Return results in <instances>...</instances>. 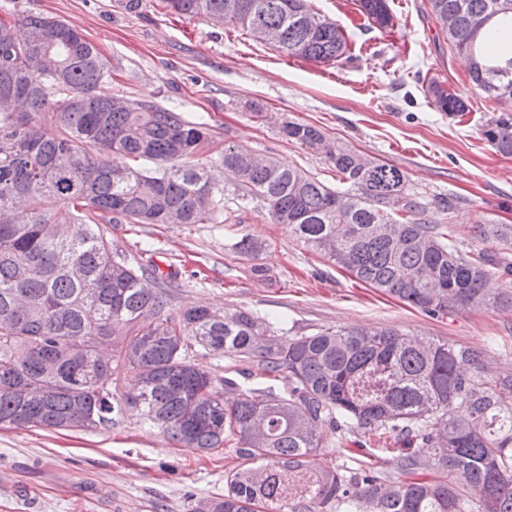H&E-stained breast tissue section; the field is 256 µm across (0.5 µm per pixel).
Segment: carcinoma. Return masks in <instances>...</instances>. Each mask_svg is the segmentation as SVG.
<instances>
[{
  "mask_svg": "<svg viewBox=\"0 0 512 512\" xmlns=\"http://www.w3.org/2000/svg\"><path fill=\"white\" fill-rule=\"evenodd\" d=\"M250 37L264 30L283 54L316 63L349 49L336 21L310 0H163ZM472 86L512 103V0H428ZM379 30L394 26L387 0H358ZM25 28L20 39L16 27ZM52 56L57 71L42 73ZM100 49L63 20L0 16V426L110 429L126 408L172 441L241 463L224 495L194 512H512V369L465 345L396 329L325 328L290 336L284 322L246 309L169 312L178 272L112 254L110 224H217L233 170L234 196L356 281L431 316L512 308L491 276L512 262L462 250L449 225L455 199L421 202L400 168L358 154L308 123L282 135L323 154L339 191L272 156L226 144L211 166L202 123L159 103L113 104ZM426 96L462 116L464 98L431 80ZM512 156V109L483 125ZM512 250V224L476 226ZM236 253L265 244L243 236ZM249 365L283 389H244L191 360L194 348ZM361 449L334 472L318 463L327 438Z\"/></svg>",
  "mask_w": 512,
  "mask_h": 512,
  "instance_id": "obj_1",
  "label": "carcinoma"
}]
</instances>
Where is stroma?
<instances>
[{"label":"stroma","mask_w":512,"mask_h":512,"mask_svg":"<svg viewBox=\"0 0 512 512\" xmlns=\"http://www.w3.org/2000/svg\"><path fill=\"white\" fill-rule=\"evenodd\" d=\"M17 14L67 21L103 52L112 90L155 101L206 123L214 151L242 144L298 167L325 184H348L324 155L279 133L291 119L322 128L338 144L401 168L422 202L456 198L453 235L465 251L483 250L473 233L488 219L512 224V156L496 153L481 129L500 110L472 89L467 64L450 46L427 0H388L394 25H369L356 0H312L348 34L350 54L316 63L289 57L204 17L180 16L159 0L140 14L120 0H0ZM463 94L468 112L438 111L425 95L431 78ZM258 102L256 120L244 107ZM264 240L265 279L231 246L243 235ZM114 250L127 257L150 249L160 268L178 273L170 310L192 306L248 309L286 322L304 335L321 327L393 328L464 344L499 366H512V311L474 308L431 318L355 281L310 251L287 227L224 203L220 224H115ZM230 449L207 453L178 445L143 424L136 410L109 430L53 432L0 428V512H190L223 494Z\"/></svg>","instance_id":"obj_1"}]
</instances>
